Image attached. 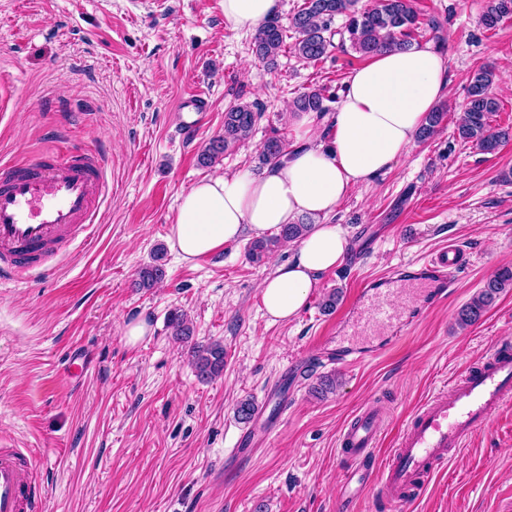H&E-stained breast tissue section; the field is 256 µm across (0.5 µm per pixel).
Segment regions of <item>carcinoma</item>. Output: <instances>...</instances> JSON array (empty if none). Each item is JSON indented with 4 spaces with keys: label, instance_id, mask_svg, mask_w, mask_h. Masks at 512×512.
Masks as SVG:
<instances>
[{
    "label": "carcinoma",
    "instance_id": "cac0c4a2",
    "mask_svg": "<svg viewBox=\"0 0 512 512\" xmlns=\"http://www.w3.org/2000/svg\"><path fill=\"white\" fill-rule=\"evenodd\" d=\"M346 18L342 30L335 32L331 25L336 16ZM512 19V0H487L482 23L491 30L502 22ZM426 25L434 30V21L424 22L412 5V0H379L370 9L358 7V0H303L289 18L285 27L276 17L262 21L255 30L253 52L268 67L277 65L278 57L286 47L287 31H292L295 42L292 49L301 59L316 62L324 59L335 48L334 37L348 40L351 48L362 57H371L381 51H403L412 46L414 31ZM496 74L492 66L477 70L471 77L463 114L457 125L458 137L474 144L484 153H494L512 140V130H495L490 117L500 110V103L492 93ZM327 97L321 88H313L299 94L293 100L296 112H315L324 115L328 107ZM260 110L248 103L238 104L224 112V133L208 142L199 155V164L211 167L230 148L250 139ZM448 107L434 106L428 112L418 133V139L432 138L447 121ZM287 156V144L278 136L265 140L260 149V163L276 166ZM310 221L303 219L296 224L282 226L279 233L253 240L248 257L259 263L276 248L301 238L308 230ZM163 249H157L152 262L143 266L135 280L137 288H153L166 277ZM512 288V267L499 268L483 288L457 313L456 322L462 327L472 326L484 315L498 294ZM173 333L180 339L191 334L184 315L173 313L170 317ZM193 364L197 376L207 381L224 371V346L219 342L192 348Z\"/></svg>",
    "mask_w": 512,
    "mask_h": 512
}]
</instances>
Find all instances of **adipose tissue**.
I'll list each match as a JSON object with an SVG mask.
<instances>
[{"mask_svg":"<svg viewBox=\"0 0 512 512\" xmlns=\"http://www.w3.org/2000/svg\"><path fill=\"white\" fill-rule=\"evenodd\" d=\"M281 9V0H224V20L252 30ZM448 87V59L432 45L380 52L350 72L329 118L332 136L322 140L315 113H297L298 145L281 165L261 172L218 174L193 184L180 200L170 229L171 250L183 260L216 252L245 231L273 234L310 217L294 254L259 286L270 321L296 315L323 274L345 259L349 240L333 218L355 185H367L391 169L416 143V134Z\"/></svg>","mask_w":512,"mask_h":512,"instance_id":"adipose-tissue-1","label":"adipose tissue"}]
</instances>
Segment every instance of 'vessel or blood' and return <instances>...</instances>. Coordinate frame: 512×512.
<instances>
[{"label":"vessel or blood","mask_w":512,"mask_h":512,"mask_svg":"<svg viewBox=\"0 0 512 512\" xmlns=\"http://www.w3.org/2000/svg\"><path fill=\"white\" fill-rule=\"evenodd\" d=\"M206 95L195 91L181 100L191 109L181 128L191 132L204 120ZM108 194L99 152L71 148L61 155H38L20 166H0V281L34 282L52 274L53 261L89 224L95 223ZM459 249H439L425 261L418 279L430 283L431 304L447 300L458 285ZM407 269L395 268L380 280L362 281L341 319L347 336H377L383 348L397 344L418 321L420 308L399 304ZM512 406V345H498L479 367L466 370L450 389L434 395L399 432L382 469H374L379 445L377 410L354 417L343 429L339 453L347 464V481L358 489L374 488L392 512L409 501L446 464L450 451L464 446L476 430L486 428L502 409ZM33 449L0 447V512H37L33 484Z\"/></svg>","instance_id":"b4317fda"}]
</instances>
